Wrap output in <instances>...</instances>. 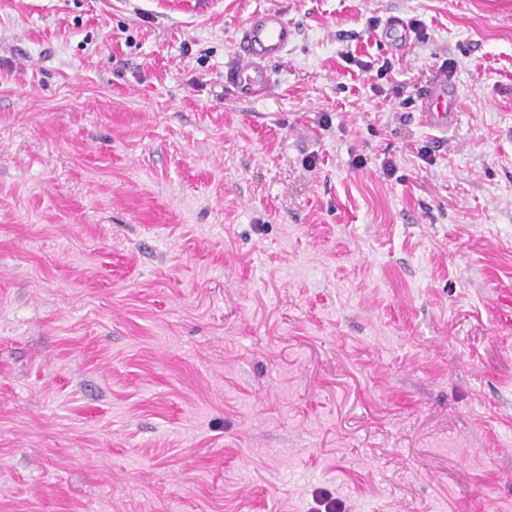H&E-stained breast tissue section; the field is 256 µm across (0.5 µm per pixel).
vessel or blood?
I'll return each instance as SVG.
<instances>
[{"instance_id": "vessel-or-blood-1", "label": "vessel or blood", "mask_w": 512, "mask_h": 512, "mask_svg": "<svg viewBox=\"0 0 512 512\" xmlns=\"http://www.w3.org/2000/svg\"><path fill=\"white\" fill-rule=\"evenodd\" d=\"M294 35L278 10L259 11L248 18L236 41V61L225 75L237 97L249 99L265 93V64L282 55ZM458 110L459 98L447 79L434 80L420 96L421 120L432 130L445 132L452 128Z\"/></svg>"}]
</instances>
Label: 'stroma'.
I'll return each mask as SVG.
<instances>
[{
	"label": "stroma",
	"instance_id": "obj_1",
	"mask_svg": "<svg viewBox=\"0 0 512 512\" xmlns=\"http://www.w3.org/2000/svg\"><path fill=\"white\" fill-rule=\"evenodd\" d=\"M326 496L512 512V0H0V512ZM294 35V29L276 9L258 11L248 18L236 41V61L225 75L237 97L249 99L265 93V62L282 55ZM420 112L422 122L432 130L448 132L459 111V98L456 92L448 87V79L438 78L422 92L420 96Z\"/></svg>",
	"mask_w": 512,
	"mask_h": 512
}]
</instances>
